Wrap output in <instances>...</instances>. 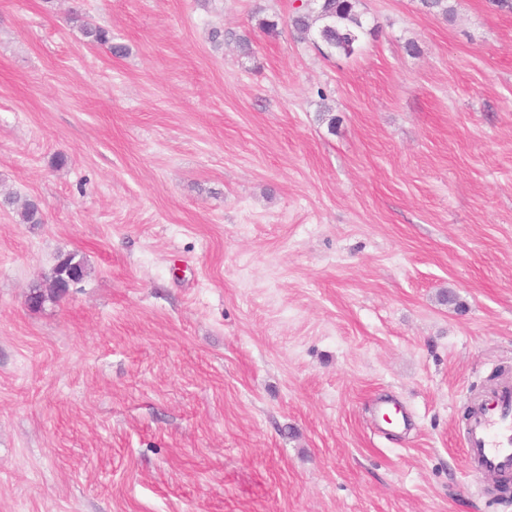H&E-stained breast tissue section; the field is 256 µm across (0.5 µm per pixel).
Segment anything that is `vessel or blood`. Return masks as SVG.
I'll use <instances>...</instances> for the list:
<instances>
[{
    "label": "vessel or blood",
    "instance_id": "1",
    "mask_svg": "<svg viewBox=\"0 0 512 512\" xmlns=\"http://www.w3.org/2000/svg\"><path fill=\"white\" fill-rule=\"evenodd\" d=\"M467 422L464 453L478 470L501 479L512 477V385L476 398Z\"/></svg>",
    "mask_w": 512,
    "mask_h": 512
}]
</instances>
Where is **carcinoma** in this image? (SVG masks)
<instances>
[{"mask_svg": "<svg viewBox=\"0 0 512 512\" xmlns=\"http://www.w3.org/2000/svg\"><path fill=\"white\" fill-rule=\"evenodd\" d=\"M289 23L298 33L311 37L316 49L325 57L357 54L376 31L360 10V0H313L295 9ZM17 215L21 224L42 223L41 209L34 200L26 201ZM73 272L83 277L86 268L77 255L70 254L60 260L58 275L65 279ZM30 293L35 297L36 309L58 299V293L50 286H34Z\"/></svg>", "mask_w": 512, "mask_h": 512, "instance_id": "carcinoma-1", "label": "carcinoma"}]
</instances>
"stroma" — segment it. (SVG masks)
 Wrapping results in <instances>:
<instances>
[{"instance_id":"stroma-1","label":"stroma","mask_w":512,"mask_h":512,"mask_svg":"<svg viewBox=\"0 0 512 512\" xmlns=\"http://www.w3.org/2000/svg\"><path fill=\"white\" fill-rule=\"evenodd\" d=\"M448 4L326 58L294 0H0V512H512L462 450L512 372V9Z\"/></svg>"}]
</instances>
